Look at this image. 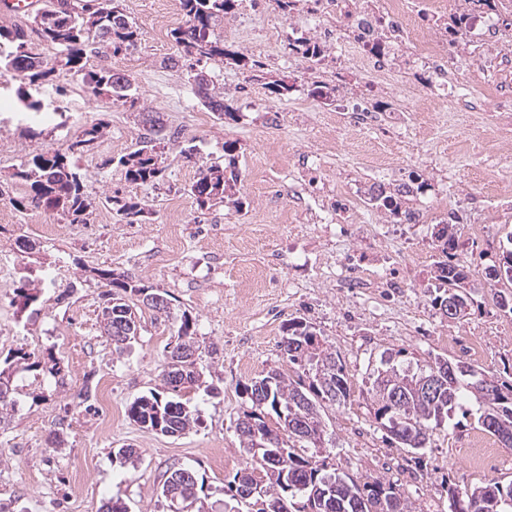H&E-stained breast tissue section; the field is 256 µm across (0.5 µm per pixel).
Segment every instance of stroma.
<instances>
[{
    "mask_svg": "<svg viewBox=\"0 0 512 512\" xmlns=\"http://www.w3.org/2000/svg\"><path fill=\"white\" fill-rule=\"evenodd\" d=\"M124 5L141 32L136 51L94 55L89 63L128 75L135 106L92 99L69 77L56 90L28 88L55 114L34 129L17 114L23 80L0 85V367L13 389L0 417V505L7 512H102L118 500L129 512H169L164 481L192 467L205 480L203 512H236L224 486L249 460L235 433L238 416L251 407L242 385L272 369L288 371L279 343L297 316L346 364L351 398L323 412L328 469L399 486L413 512H448L454 483L512 482V448H497L489 465H471L481 436L473 419L437 427L429 447L414 453L379 427L369 394L381 355L424 365L451 356L447 333L463 336L478 327L486 343L469 364L512 384V314L492 305L483 278L512 230V103L491 96L485 111L452 112L434 100L411 63L413 39L427 36L417 26L396 48L390 71L374 76L350 39H337L335 19L310 21L307 0L288 16L273 0H243L219 21L218 33L234 50L260 57L266 76L287 79L293 90L272 100L264 78L213 63L215 85L238 112L227 123L201 105L186 70L168 63L177 53L170 32L184 22L178 0ZM293 36L325 41L319 70L309 71L292 54ZM315 80L336 86L351 103L382 100L403 118L395 127L358 130L348 113L308 97ZM147 112L164 126L163 179L155 187L126 182L117 164L138 147ZM97 122L105 125L102 138L76 158L96 200L88 223L16 209L11 200L26 187L12 179L14 169L37 153L67 150ZM228 142L239 182L231 198L198 209L187 188L199 166L223 161ZM378 159L388 165L381 177L373 172ZM412 174L425 187L406 205L422 213V222L380 235L387 218L370 202V186L392 192ZM327 185L355 195L358 205L346 222H337L336 202L323 193ZM114 195L140 203L142 222L126 223L105 205ZM452 209L485 227L469 257L474 303L460 320L431 306L438 285L433 234ZM422 252L429 267L417 260ZM348 260L368 275L383 265L403 269L412 285L396 293H338L336 276ZM98 268L166 295L172 317L136 303L140 333L114 350L102 332L108 288L95 276ZM27 279L39 299L24 308L16 290ZM182 313L195 322L201 374L182 398L201 425L169 437L139 427L126 410L135 397L163 392L164 354ZM12 349L28 352V359L10 358ZM54 359L62 367L57 375L46 370ZM126 446L136 454L118 463L114 454Z\"/></svg>",
    "mask_w": 512,
    "mask_h": 512,
    "instance_id": "1",
    "label": "stroma"
}]
</instances>
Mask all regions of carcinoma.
I'll return each instance as SVG.
<instances>
[{"instance_id": "carcinoma-1", "label": "carcinoma", "mask_w": 512, "mask_h": 512, "mask_svg": "<svg viewBox=\"0 0 512 512\" xmlns=\"http://www.w3.org/2000/svg\"><path fill=\"white\" fill-rule=\"evenodd\" d=\"M241 0H180L185 17L184 25L171 31L180 57L186 61V70L194 83L202 104L219 119L234 121L236 108L215 92L212 76L206 66L216 60L231 59L251 71L263 68V62L231 49L214 31L218 18L234 11ZM34 23L41 41L55 47L57 53L46 58L33 51L24 32L0 27V68L13 70L31 85H43L61 75L80 78L87 92L94 98H106L113 103L135 104L129 77L109 67H89V55L106 57L125 55L138 46L140 29L125 13L124 0H60V4L35 16ZM308 96L328 105L336 102L335 89L320 82L308 87ZM149 135L143 137L139 148L119 158L118 165L125 179L133 184H156L162 178L157 153L160 119H146ZM103 127L94 124L81 131V138L73 142L68 152L45 151L15 169L13 178L24 183L28 192L12 200L17 209L42 208L66 219L71 224L87 223L92 201L87 193L84 175L69 160L68 153L91 147L101 137ZM233 144L224 145L227 164L213 163L199 170L187 192L196 205L203 209L235 185L238 179L233 159ZM376 206L389 214L392 223L409 222L410 210L391 195L379 194ZM118 206V212L129 224L140 221L142 208L135 201H123L117 196L107 199ZM460 231L457 224H446L436 238L434 248L440 251L436 261L437 279L446 286L444 294L433 297V307L442 309L450 299L462 310L471 304L468 293L469 265L452 253L454 238ZM99 277L110 287V298L103 309L104 335L121 350L137 336L139 323L132 306L126 303L129 295L143 298L152 296L149 289L129 282L124 275L111 269L99 270ZM175 345L167 351L171 372L177 377H162L167 392L174 395L198 381L194 341V322L187 313L179 318ZM280 348L288 364L302 371L306 380L293 383L287 374L273 370L242 385L251 402V410L236 420L235 429L245 448H254L253 441L264 445L259 458H251L245 468L236 472L228 482V491L238 496L243 481L256 482L255 471L264 473L265 483L255 499L266 507L256 512H371V508L390 497L402 494L392 484L378 478L366 477L360 481L345 480L325 472V461L319 459L320 446L303 439L289 427L290 421L324 429L321 408L324 404L344 405L351 398L346 366L338 355L306 319L294 317L284 327ZM450 363L436 357L431 363L412 369L393 363L389 358L376 369L371 392L375 403L377 423L404 448L414 451L428 447L433 427L458 409L462 416L477 415L480 430L512 448V386L504 389L490 372H478L466 366L467 372L456 373L437 396L429 397L413 388L432 366ZM407 394L402 408L392 403L393 390ZM275 416L274 424L267 417ZM127 417L143 428H160L166 436L178 437L199 426V416L180 399L160 393L139 396L127 407ZM188 479L176 480L169 476L163 483L161 496L174 506L190 498L189 504L200 501L198 472L188 469ZM451 512H512V482L503 484L490 480L482 486H448Z\"/></svg>"}]
</instances>
